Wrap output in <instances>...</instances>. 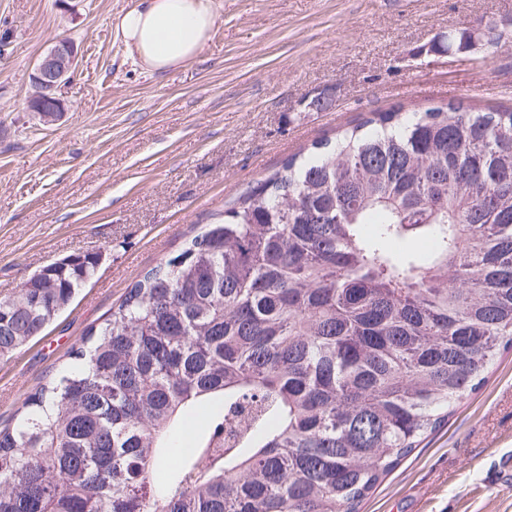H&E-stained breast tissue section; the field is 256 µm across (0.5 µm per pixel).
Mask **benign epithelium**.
<instances>
[{
	"mask_svg": "<svg viewBox=\"0 0 512 512\" xmlns=\"http://www.w3.org/2000/svg\"><path fill=\"white\" fill-rule=\"evenodd\" d=\"M78 61L77 51L58 43L44 52L34 66L31 79L34 94L27 101V107L43 113L44 119L52 121L64 111L58 96L63 86L69 83Z\"/></svg>",
	"mask_w": 512,
	"mask_h": 512,
	"instance_id": "benign-epithelium-1",
	"label": "benign epithelium"
}]
</instances>
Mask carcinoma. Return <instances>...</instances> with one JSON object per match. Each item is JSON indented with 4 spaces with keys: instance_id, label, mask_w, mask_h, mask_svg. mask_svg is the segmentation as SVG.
Instances as JSON below:
<instances>
[{
    "instance_id": "obj_1",
    "label": "carcinoma",
    "mask_w": 512,
    "mask_h": 512,
    "mask_svg": "<svg viewBox=\"0 0 512 512\" xmlns=\"http://www.w3.org/2000/svg\"><path fill=\"white\" fill-rule=\"evenodd\" d=\"M98 264L1 298L0 356ZM507 348L512 111L371 112L127 288L0 429V512H359Z\"/></svg>"
}]
</instances>
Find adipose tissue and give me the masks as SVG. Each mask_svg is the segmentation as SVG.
I'll list each match as a JSON object with an SVG mask.
<instances>
[{"label":"adipose tissue","mask_w":512,"mask_h":512,"mask_svg":"<svg viewBox=\"0 0 512 512\" xmlns=\"http://www.w3.org/2000/svg\"><path fill=\"white\" fill-rule=\"evenodd\" d=\"M217 0H131L112 17L127 58L144 71L163 74L193 61L216 23Z\"/></svg>","instance_id":"adipose-tissue-1"}]
</instances>
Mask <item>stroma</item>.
Listing matches in <instances>:
<instances>
[{"label": "stroma", "instance_id": "stroma-1", "mask_svg": "<svg viewBox=\"0 0 512 512\" xmlns=\"http://www.w3.org/2000/svg\"><path fill=\"white\" fill-rule=\"evenodd\" d=\"M131 0H0V298L44 265L99 253L69 306L0 358V429L69 364L127 288L217 223L289 155L371 112L464 100L512 110V43L427 55L448 31L512 18V0H218L211 41L151 75L112 17ZM71 40L56 120L29 111L34 63ZM332 90L330 107L307 110ZM512 351L364 500L361 512H512Z\"/></svg>", "mask_w": 512, "mask_h": 512}]
</instances>
